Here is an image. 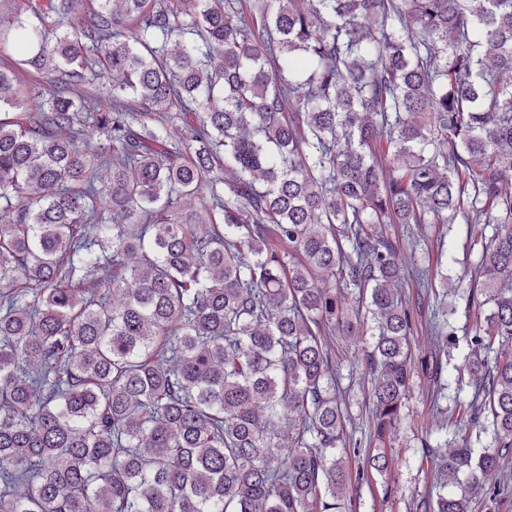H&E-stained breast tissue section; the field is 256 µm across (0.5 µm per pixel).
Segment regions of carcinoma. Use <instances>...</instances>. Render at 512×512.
<instances>
[{
    "label": "carcinoma",
    "instance_id": "carcinoma-1",
    "mask_svg": "<svg viewBox=\"0 0 512 512\" xmlns=\"http://www.w3.org/2000/svg\"><path fill=\"white\" fill-rule=\"evenodd\" d=\"M25 11L0 28V512H341L326 332L372 339L384 440L415 368L444 372L415 364L399 292L442 272L404 265L385 227L458 220L494 225L466 418L493 442L440 457L423 510L493 495L512 451V0Z\"/></svg>",
    "mask_w": 512,
    "mask_h": 512
}]
</instances>
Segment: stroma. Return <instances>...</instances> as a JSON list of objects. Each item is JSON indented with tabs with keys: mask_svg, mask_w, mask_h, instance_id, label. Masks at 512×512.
<instances>
[{
	"mask_svg": "<svg viewBox=\"0 0 512 512\" xmlns=\"http://www.w3.org/2000/svg\"><path fill=\"white\" fill-rule=\"evenodd\" d=\"M387 232L401 253L425 265L435 262L438 254L449 257L447 281H436L435 294H418L415 285L405 293L413 302L416 323L413 343L419 354L436 353L446 363L441 381L415 372L414 390L405 403L403 420L384 441L370 435L372 410L371 384L363 372L370 344L367 338L334 333L328 339L336 356V372L347 410L345 421L347 461L350 472L363 468L369 451L381 448L392 458L386 476L351 483L347 490V512H420L418 505L426 497L436 472L426 460L427 448L441 443L457 447L455 424L467 412L471 388H458L455 366L463 364L468 352L465 341L474 324L467 305L468 283L484 243L478 232L465 224H391ZM448 312V326L455 331V344L427 334L425 326L436 308Z\"/></svg>",
	"mask_w": 512,
	"mask_h": 512,
	"instance_id": "1",
	"label": "stroma"
}]
</instances>
